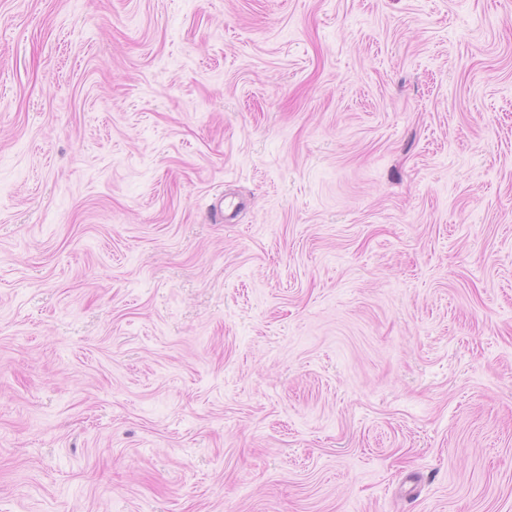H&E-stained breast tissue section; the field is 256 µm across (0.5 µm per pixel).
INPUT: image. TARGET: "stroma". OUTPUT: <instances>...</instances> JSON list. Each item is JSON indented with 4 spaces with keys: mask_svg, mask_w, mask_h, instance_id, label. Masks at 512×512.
I'll return each mask as SVG.
<instances>
[{
    "mask_svg": "<svg viewBox=\"0 0 512 512\" xmlns=\"http://www.w3.org/2000/svg\"><path fill=\"white\" fill-rule=\"evenodd\" d=\"M0 512H512V0H0Z\"/></svg>",
    "mask_w": 512,
    "mask_h": 512,
    "instance_id": "35a3bbf8",
    "label": "stroma"
}]
</instances>
